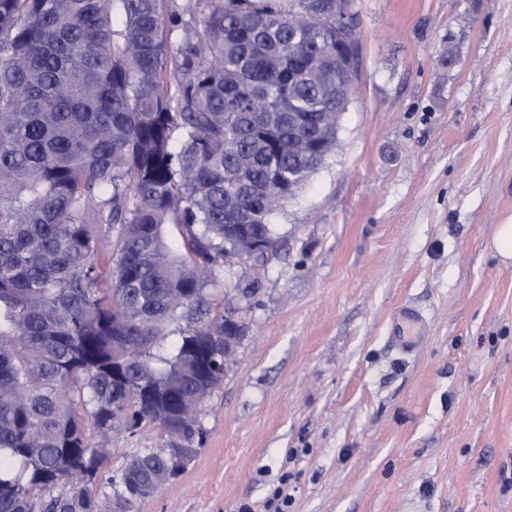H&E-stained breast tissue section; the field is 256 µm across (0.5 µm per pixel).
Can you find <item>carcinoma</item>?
Returning a JSON list of instances; mask_svg holds the SVG:
<instances>
[{"label": "carcinoma", "mask_w": 512, "mask_h": 512, "mask_svg": "<svg viewBox=\"0 0 512 512\" xmlns=\"http://www.w3.org/2000/svg\"><path fill=\"white\" fill-rule=\"evenodd\" d=\"M318 2L0 0V512L126 510L196 455L240 310L224 225L274 256L333 149L292 147L336 126V64L305 73L336 35L288 23ZM148 424L163 444L118 469L91 440Z\"/></svg>", "instance_id": "carcinoma-1"}]
</instances>
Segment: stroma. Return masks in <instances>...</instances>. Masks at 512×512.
<instances>
[{"mask_svg": "<svg viewBox=\"0 0 512 512\" xmlns=\"http://www.w3.org/2000/svg\"><path fill=\"white\" fill-rule=\"evenodd\" d=\"M336 143L227 263L243 338L187 470L132 512H512V0H355ZM404 304L429 334L402 356ZM121 467L162 439H104ZM492 249L504 262L512 261V218L505 224H498Z\"/></svg>", "mask_w": 512, "mask_h": 512, "instance_id": "obj_1", "label": "stroma"}]
</instances>
